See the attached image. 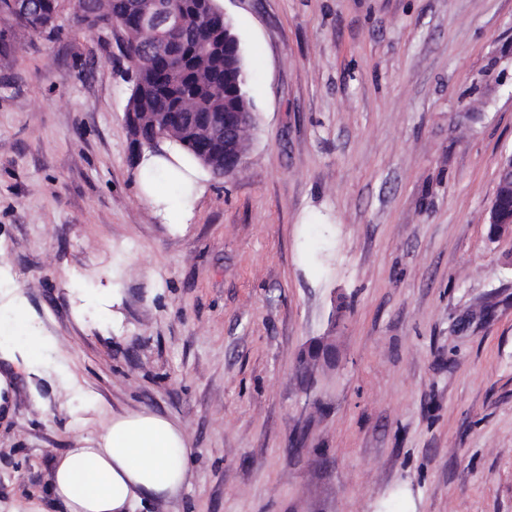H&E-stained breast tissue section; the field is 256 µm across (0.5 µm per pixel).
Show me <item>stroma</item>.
Wrapping results in <instances>:
<instances>
[{"label":"stroma","mask_w":512,"mask_h":512,"mask_svg":"<svg viewBox=\"0 0 512 512\" xmlns=\"http://www.w3.org/2000/svg\"><path fill=\"white\" fill-rule=\"evenodd\" d=\"M74 7L0 52V310L40 338L0 355V512H62L56 456L134 412L193 450L135 512H512V0H221L257 122L180 224Z\"/></svg>","instance_id":"obj_1"}]
</instances>
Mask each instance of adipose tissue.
I'll use <instances>...</instances> for the list:
<instances>
[{
  "label": "adipose tissue",
  "instance_id": "obj_1",
  "mask_svg": "<svg viewBox=\"0 0 512 512\" xmlns=\"http://www.w3.org/2000/svg\"><path fill=\"white\" fill-rule=\"evenodd\" d=\"M191 457L182 428L167 418L119 416L58 455L51 491L67 512H133L138 502L177 497Z\"/></svg>",
  "mask_w": 512,
  "mask_h": 512
}]
</instances>
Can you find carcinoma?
I'll return each mask as SVG.
<instances>
[{
    "label": "carcinoma",
    "instance_id": "obj_1",
    "mask_svg": "<svg viewBox=\"0 0 512 512\" xmlns=\"http://www.w3.org/2000/svg\"><path fill=\"white\" fill-rule=\"evenodd\" d=\"M133 0H85L76 5L75 21L89 30L121 28L125 35L123 56L131 72L132 92L128 104L135 112H240L251 111L249 85L237 87L243 78L242 62L235 48L224 49L218 29L224 26L215 3L206 5L210 16L197 18V0H176L194 28V36L181 44L162 40L150 54L142 53L143 31L132 11ZM11 26L31 29L28 20L12 15L10 0H0V19ZM176 146L193 161L197 155L191 141L203 142L210 137L209 127L197 124L189 133L173 127Z\"/></svg>",
    "mask_w": 512,
    "mask_h": 512
}]
</instances>
